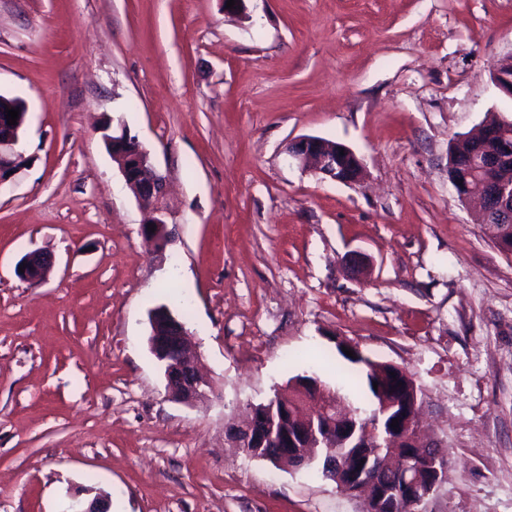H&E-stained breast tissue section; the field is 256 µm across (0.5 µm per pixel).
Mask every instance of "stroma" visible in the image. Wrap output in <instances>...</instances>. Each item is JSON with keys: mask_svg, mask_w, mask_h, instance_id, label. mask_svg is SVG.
Masks as SVG:
<instances>
[{"mask_svg": "<svg viewBox=\"0 0 512 512\" xmlns=\"http://www.w3.org/2000/svg\"><path fill=\"white\" fill-rule=\"evenodd\" d=\"M512 0H0V94L31 166L0 190V512H361L312 468L225 429L316 375L371 409L338 352L414 378L448 457L424 512H512V255L448 179V148L512 99ZM135 134L165 176L170 241L103 139ZM343 143L356 184L289 158ZM51 252L48 277L18 278ZM364 255L368 275L348 254ZM184 320L213 384L169 398L150 312ZM26 264V267H23ZM52 265L50 255L38 251H32L21 258L18 262L15 272L23 280L30 282L42 281L47 270ZM19 267H23L24 273H21Z\"/></svg>", "mask_w": 512, "mask_h": 512, "instance_id": "1", "label": "stroma"}]
</instances>
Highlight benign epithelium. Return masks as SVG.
<instances>
[{
	"mask_svg": "<svg viewBox=\"0 0 512 512\" xmlns=\"http://www.w3.org/2000/svg\"><path fill=\"white\" fill-rule=\"evenodd\" d=\"M493 81L503 94L512 98V55L499 64ZM22 125L20 119L14 125L7 124L6 113H0V189L11 185L16 176L32 163V157L19 148ZM104 140L139 205L151 214L149 222L155 225V231L148 230L146 224L142 225L144 243L154 250L164 248L169 238L160 207L165 192V178L155 168L150 153L126 127L122 126L119 130L104 135ZM475 153L477 157L473 164L481 172L495 169L508 161L505 156L483 153L480 144L476 145ZM288 155L302 165L312 167L314 173L323 178L339 183L354 184L361 181L364 175L363 164L351 149L341 143H328L323 138L304 137L292 141L288 145ZM510 193L512 186L485 176L479 189L471 193V196L480 202L482 213L487 215L501 208ZM51 265L50 255L32 251L18 262V266L24 267V272L17 273V276L23 280L38 282L43 280ZM150 326L149 350L163 369L169 395L186 405H193L206 398L209 381L200 373L199 358L190 349L188 332L179 319L168 312L163 316L152 317ZM297 388L301 392L309 390L313 393L314 398L310 400L313 408L311 416L322 417L323 439L328 447H336V436L345 432L351 420V411L346 402L338 397H330L317 380L303 381ZM417 411L418 405L412 404L411 415L399 421L394 434L386 437L387 442L394 443L399 448H434L427 464L419 463L415 466L408 503L412 512H420L419 507L446 478L448 472V458L443 448L421 434ZM315 438L317 435L308 428L300 432L297 438L285 435L283 444L288 446V453L282 457V461L297 466L314 462L313 449L317 447ZM352 493H359L363 497L362 512H382L385 496L376 489L375 480L352 490Z\"/></svg>",
	"mask_w": 512,
	"mask_h": 512,
	"instance_id": "1",
	"label": "benign epithelium"
}]
</instances>
